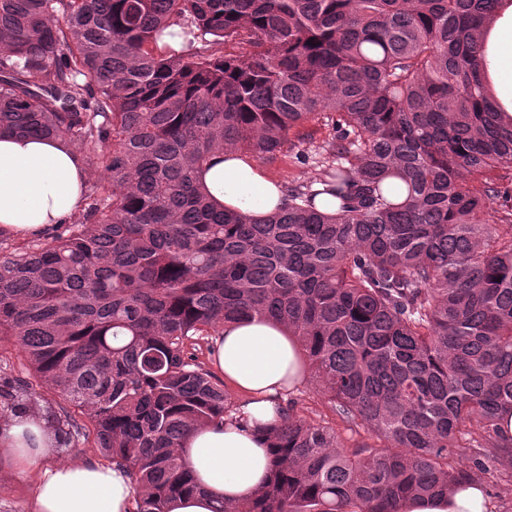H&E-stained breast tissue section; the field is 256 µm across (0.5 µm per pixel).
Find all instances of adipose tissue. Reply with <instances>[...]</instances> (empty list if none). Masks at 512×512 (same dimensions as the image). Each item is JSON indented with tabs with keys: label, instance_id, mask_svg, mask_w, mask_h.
Returning <instances> with one entry per match:
<instances>
[{
	"label": "adipose tissue",
	"instance_id": "1",
	"mask_svg": "<svg viewBox=\"0 0 512 512\" xmlns=\"http://www.w3.org/2000/svg\"><path fill=\"white\" fill-rule=\"evenodd\" d=\"M491 28L479 36L494 110L512 117V0H498ZM87 171L76 149L62 139L0 137V226L13 235L41 233L77 212ZM200 183L212 202L263 217L281 205L283 184L239 152L212 157ZM298 341L285 327L254 318L225 324L214 341L211 365L243 397L237 421L189 429L180 444L195 493L177 499L172 512H214L218 503L251 497L270 473L272 456L257 427L280 418V405L300 385ZM52 449L44 412L0 420V467L35 472L29 512H127L133 493L126 468L75 461L48 464ZM483 485L470 481L445 497L412 499L405 512H489Z\"/></svg>",
	"mask_w": 512,
	"mask_h": 512
}]
</instances>
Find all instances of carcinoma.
<instances>
[{
	"mask_svg": "<svg viewBox=\"0 0 512 512\" xmlns=\"http://www.w3.org/2000/svg\"><path fill=\"white\" fill-rule=\"evenodd\" d=\"M496 2L0 0V134L100 173L63 232L0 252V342L29 367L0 377V418L53 388L87 418L47 408L54 449L90 444L127 469L129 512H169L195 489L186 431L236 411L196 346L259 317L380 444L288 411L269 479L215 512H401L512 465V121L477 76ZM172 23L230 50H176ZM309 122L315 175L275 212L211 203L215 153L273 160Z\"/></svg>",
	"mask_w": 512,
	"mask_h": 512,
	"instance_id": "cac0c4a2",
	"label": "carcinoma"
}]
</instances>
